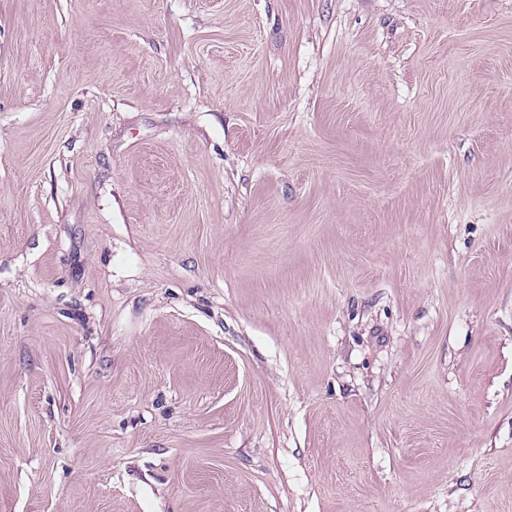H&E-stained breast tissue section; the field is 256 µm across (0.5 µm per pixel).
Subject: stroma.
Here are the masks:
<instances>
[{
    "instance_id": "35a3bbf8",
    "label": "stroma",
    "mask_w": 512,
    "mask_h": 512,
    "mask_svg": "<svg viewBox=\"0 0 512 512\" xmlns=\"http://www.w3.org/2000/svg\"><path fill=\"white\" fill-rule=\"evenodd\" d=\"M0 512H512V0H0Z\"/></svg>"
}]
</instances>
